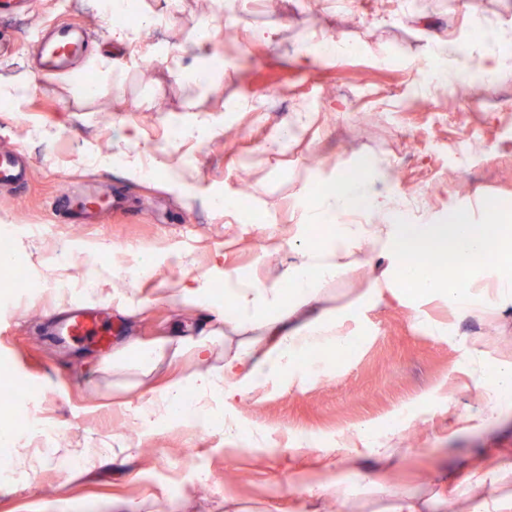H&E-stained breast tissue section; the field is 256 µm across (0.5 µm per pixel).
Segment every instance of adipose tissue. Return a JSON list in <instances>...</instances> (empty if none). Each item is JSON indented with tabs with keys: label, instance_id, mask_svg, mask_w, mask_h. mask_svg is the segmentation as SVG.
I'll return each mask as SVG.
<instances>
[{
	"label": "adipose tissue",
	"instance_id": "1",
	"mask_svg": "<svg viewBox=\"0 0 512 512\" xmlns=\"http://www.w3.org/2000/svg\"><path fill=\"white\" fill-rule=\"evenodd\" d=\"M470 47L455 41L443 43L430 55L423 69L426 83L467 81ZM378 165L355 163L334 174L322 191L307 223L332 226V234L303 246L298 260L283 277L293 290L283 301L278 285L236 283L228 291L230 307L224 315L226 326L254 332L248 346L225 353L224 362L206 371L169 382L152 400L137 410L145 423L160 417L205 422L211 415L202 407L182 409L186 397L221 396L228 400L246 397L256 386L282 380L296 384L304 376L299 359L323 350L339 352L353 348L354 336L342 326L352 308L329 312L322 306V288L363 264L365 244L378 249L384 268L362 292L358 303L374 306L387 290L406 283L418 297L447 306L453 317L449 334H456L457 321L472 316L498 318L512 311V225L496 228L476 223L470 213L456 209L454 216H437L408 224L397 201L378 187ZM433 255L456 257L459 275L420 276L409 261L417 249ZM469 377L479 391L481 406L468 416L469 430L488 427L512 411V356H492L487 336H465ZM352 447L346 457L348 469L361 482L375 477L363 463L360 446L373 448L382 458L392 457L399 438L386 433L376 440L363 430H353ZM448 490L465 503L463 512H512V463L491 462L487 456L474 460L463 479L449 478Z\"/></svg>",
	"mask_w": 512,
	"mask_h": 512
}]
</instances>
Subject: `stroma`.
<instances>
[{"label":"stroma","instance_id":"35a3bbf8","mask_svg":"<svg viewBox=\"0 0 512 512\" xmlns=\"http://www.w3.org/2000/svg\"><path fill=\"white\" fill-rule=\"evenodd\" d=\"M266 3L137 0V15L153 19L137 46L113 42L101 0H74L65 16L56 0L0 11V79L31 86L23 111H0V148L19 149L29 164L22 186L0 187V228L14 257L0 267V390L24 394L0 404V429L12 430L22 459L0 474V512H309L304 486L320 488L321 512H336L347 495L353 512H376L399 495L429 497L440 473L459 471L483 449L512 453V415L488 430L455 431L436 408L440 390L459 414L479 406L458 339L417 323H448L447 306L392 298L359 309L346 324L356 349L328 355L296 388L276 381L240 400L212 398L209 425L136 424L141 402L203 366L170 354L145 376L114 367L113 352L131 340L210 335L225 306V271L279 281L305 240L294 201L309 184L370 157L394 168L397 198L422 197L424 213L464 202L483 223L495 205L512 206V68L472 81L465 97L421 80L437 37L472 44L480 60L487 48L474 38L492 22L498 47H512V0H456L421 16L397 0ZM65 22L88 31L85 53L66 72L44 73L31 33ZM203 31L205 53L224 71L193 93L175 74L191 65L185 49ZM337 33L348 52L296 60L305 44ZM35 126L41 138L29 137ZM128 129L135 141L120 139ZM148 154L152 169L131 176L126 159ZM459 180L466 195L455 189ZM104 185L117 204L90 223H70L58 210L62 193ZM66 244L75 254L68 263L57 256ZM92 247L101 265L91 270L84 254ZM145 256L154 264L146 282L135 273ZM22 269L38 289H10ZM371 276L364 266L325 285L324 307L354 302ZM180 283L206 285L209 305L181 300ZM103 306L112 309L107 342L53 336L51 314ZM459 332L492 337L497 352L512 353V315L469 317ZM396 415L405 421L397 455L379 487L362 488L341 462L345 438L356 428L379 434ZM30 418L62 426L53 447L29 429ZM224 418L263 433L265 443L225 440ZM302 434L314 446L300 456L292 442ZM86 448L100 457L78 466ZM199 464L209 482L194 478Z\"/></svg>","mask_w":512,"mask_h":512}]
</instances>
